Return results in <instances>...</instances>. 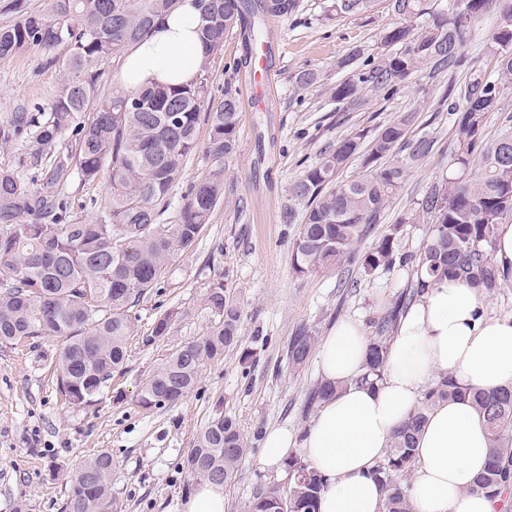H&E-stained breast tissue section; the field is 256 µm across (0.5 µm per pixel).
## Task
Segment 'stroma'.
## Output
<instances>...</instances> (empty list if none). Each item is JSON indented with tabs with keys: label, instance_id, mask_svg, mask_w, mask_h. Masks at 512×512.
Listing matches in <instances>:
<instances>
[{
	"label": "stroma",
	"instance_id": "stroma-1",
	"mask_svg": "<svg viewBox=\"0 0 512 512\" xmlns=\"http://www.w3.org/2000/svg\"><path fill=\"white\" fill-rule=\"evenodd\" d=\"M325 7L326 0H300L292 18H265L256 31L238 26L214 54L211 93L201 112L214 110L228 93L240 106L236 149L224 161V197L195 248L180 255L163 288L140 303L127 365L98 402L64 404L52 372L55 341L0 345V512H64L69 476L101 450L112 455L118 512H185L197 483L182 462L218 408L237 420L248 448L235 478L224 486L227 512H247L263 485L286 482L285 472L262 464L264 435L271 427L304 429L311 418L305 399L320 380L316 357L299 367L289 363L290 337L305 327L323 338L345 317L371 320L412 278L407 268L367 272L358 265L295 273L290 244L306 203L292 196V183L341 139L360 130L374 135L400 113H414L408 137H433L434 148L410 168L379 224L354 250L364 255L396 226L399 252L418 251L428 226L410 215L428 188L452 172L457 151L441 94L450 83L463 82L470 69L491 74L496 68L491 10L473 24L464 67L439 75L416 72L389 98L366 89L356 104L337 103L329 90L346 76L342 60L355 50L364 60L388 53L381 37L396 18L389 0H377L370 12L332 20ZM263 60L274 73L265 112L251 109L248 100L251 68ZM303 71L314 72L316 83L298 84ZM65 76L61 60L37 47L0 59V122L22 107L49 111ZM208 138V125L200 124V148L184 164L160 223H176L183 195L208 171L203 150ZM62 195L71 218L81 222L93 220L108 203L102 183L75 180ZM216 280L240 308L241 350L206 363L194 390L176 404L142 411L137 393L171 345L210 326L203 298ZM173 309L179 316L169 338L143 344L155 319Z\"/></svg>",
	"mask_w": 512,
	"mask_h": 512
}]
</instances>
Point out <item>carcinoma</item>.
<instances>
[{
	"label": "carcinoma",
	"mask_w": 512,
	"mask_h": 512,
	"mask_svg": "<svg viewBox=\"0 0 512 512\" xmlns=\"http://www.w3.org/2000/svg\"><path fill=\"white\" fill-rule=\"evenodd\" d=\"M503 2L492 34L491 50L498 78L474 73L463 85L448 86L455 114L458 173L434 183L418 202L429 224L428 236L415 253L397 255L399 228L384 236L362 259L352 248L379 223L381 213L405 181L411 165L433 150L427 136L405 138L414 113L403 112L383 125L371 140L362 165L366 174L337 180V172L359 154L363 131L341 140L305 170L291 187L309 202L291 246L294 271L308 274L343 261L360 262L368 271L411 266L420 275L372 322L363 379L381 378L387 345L399 316L423 291L425 279L455 276L493 292L505 280L493 258L497 224L512 215V131L483 142L486 114L512 93V0H391L397 21L382 42L401 46L375 62L353 67L331 88L338 103H352L370 87L391 94L421 69L434 74L462 66V48L473 22ZM178 0H51L50 12L24 11L13 25L0 26V58L30 47L61 49L71 76L56 95L50 112L24 108L0 124V143L25 139L26 163L37 170L39 186L0 168V344L47 338L59 342L53 373L65 402L89 406L112 373L128 360V342L137 320L135 308L159 290L175 258L188 252L224 197V157L233 153L240 123L239 102L226 92L212 112H200L209 94L211 57L224 36L246 17L288 19L299 0H199L201 36L206 56L195 82L177 89L149 86L130 94L110 87L101 64L126 54ZM375 0H328L329 17L364 13ZM210 126L208 174L183 197L176 224H161L160 206L170 204L182 166L198 148L200 120ZM404 153L393 159L394 149ZM86 184L107 182L109 202L90 223L67 215L61 189L73 178ZM205 309L209 330L170 348L162 365L142 384L136 405L145 412L179 401L197 384L201 368L218 361L241 343L240 312L224 284H209ZM177 312L154 322L147 340H163ZM314 336L298 329L288 343V360L308 359ZM336 386L320 382L308 393L307 411L331 397ZM468 398L483 415L490 439L485 471L470 488L512 509V386L492 392L458 386L452 375L438 376L397 430L392 448L374 477L383 499L380 512H414L406 493L414 469L415 436L438 401ZM247 448L238 423L215 411L197 435L183 469L199 481L227 483ZM288 485L269 483L248 505V512H316L326 488L322 475L299 455L285 463ZM66 512H114L112 455L96 454L72 476Z\"/></svg>",
	"instance_id": "cac0c4a2"
}]
</instances>
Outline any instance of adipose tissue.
<instances>
[{
	"instance_id": "1",
	"label": "adipose tissue",
	"mask_w": 512,
	"mask_h": 512,
	"mask_svg": "<svg viewBox=\"0 0 512 512\" xmlns=\"http://www.w3.org/2000/svg\"><path fill=\"white\" fill-rule=\"evenodd\" d=\"M199 18L198 0H179L125 56L117 75L123 88L193 82L205 51ZM369 342L361 320L338 321L318 352L319 373L336 393L302 435L273 427L264 438L265 467L283 468L298 454L327 479L318 512H379L383 492L372 472L433 377L446 372L459 386L485 391L512 384V316L491 314L481 291L458 278L426 286L401 316L374 384L363 380ZM488 449L487 428L469 400L436 404L416 437L407 488L416 512H498V500L468 491Z\"/></svg>"
}]
</instances>
